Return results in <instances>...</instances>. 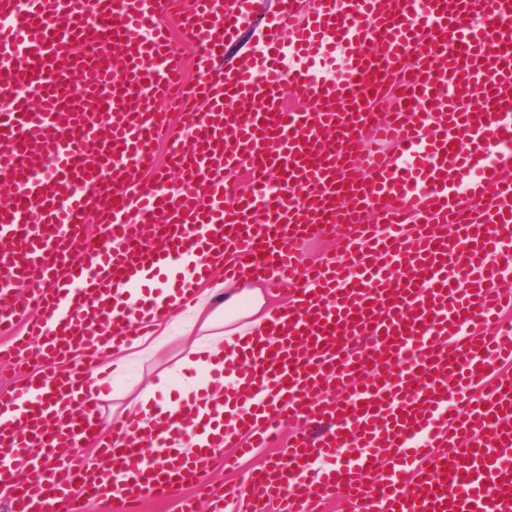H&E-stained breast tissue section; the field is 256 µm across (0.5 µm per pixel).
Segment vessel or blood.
I'll return each instance as SVG.
<instances>
[{
  "mask_svg": "<svg viewBox=\"0 0 512 512\" xmlns=\"http://www.w3.org/2000/svg\"><path fill=\"white\" fill-rule=\"evenodd\" d=\"M256 3L0 0V325L43 313L0 351L31 367L0 393L9 512L159 498L177 512L202 498L211 512H321L335 496L343 512H512V323L498 320L512 309V0H312L303 18L300 0H278L261 49L224 67ZM297 90L310 110L288 108ZM174 120L190 141L156 165ZM332 233L335 259L301 262ZM218 247L228 277L283 288L288 304L224 362L225 392L248 375L249 411L159 468L146 448L201 423L178 410L156 436L134 418L99 432L87 380L97 348L151 332L156 288L193 300L179 258L198 253L204 279ZM77 348L85 367L46 370ZM286 420L318 432L240 490L212 485L221 448L250 455ZM89 443L109 463L99 480Z\"/></svg>",
  "mask_w": 512,
  "mask_h": 512,
  "instance_id": "vessel-or-blood-1",
  "label": "vessel or blood"
}]
</instances>
